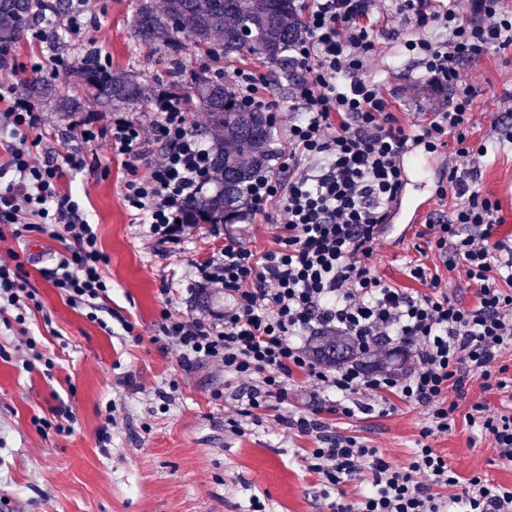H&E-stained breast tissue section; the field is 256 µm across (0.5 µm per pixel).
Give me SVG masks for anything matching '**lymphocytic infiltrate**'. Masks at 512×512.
<instances>
[{
    "label": "lymphocytic infiltrate",
    "instance_id": "obj_1",
    "mask_svg": "<svg viewBox=\"0 0 512 512\" xmlns=\"http://www.w3.org/2000/svg\"><path fill=\"white\" fill-rule=\"evenodd\" d=\"M47 2L27 0L25 24L40 43L55 38L58 28L70 33V55L55 57V64L96 53L94 41L82 36L89 0H69L63 12L47 10ZM394 7L402 25L389 30L379 25L384 0H300L302 34L288 48V66L300 73L289 119L274 112L253 68L227 72L239 102L268 110L274 124L287 126L279 172L261 173L249 191L250 212L277 227L276 246L259 254L228 236L218 252L193 261V287L223 291L224 310L189 316L163 308L158 338L178 350L181 366L212 365L244 380L245 418L270 400H285L298 376L315 398L335 397L349 419L390 413L400 400L421 408L419 438L401 468L356 437L332 431L322 409L279 416L288 429L315 439L305 461L332 512H512V489L479 472L460 478L432 445L455 423L451 392L473 379L486 391L512 387V368L500 361L512 347V243L499 236V201L479 187L488 147L469 141L475 92L460 71L490 49L512 47V12L504 0H394ZM383 37L418 55L435 94L452 90L446 111L419 127L399 119L381 83L365 74ZM19 76L10 43L0 42V243L63 229L66 245L45 273L94 321L110 288L103 276L108 257L81 202L61 190L59 165L41 151L50 120L18 91ZM101 133L127 163L149 170L124 185L125 204L147 237L156 245L184 242L186 206L213 177L209 150L189 130L184 96L158 97L145 121L126 112L68 121L62 136L70 169L84 168L79 146ZM451 141L456 149L437 194L458 203L448 218L426 222L428 250L406 264L421 290L391 285L371 257L407 185L405 154L415 142L432 153ZM24 267L16 251L0 258V314L13 313L20 325L41 306L26 286ZM443 268L464 271L476 288L473 304L448 297ZM300 336H349L365 353L409 347L415 359L403 376L370 373L356 361L331 367L298 345ZM465 421L491 437L500 460L512 463L511 413L477 402ZM364 472L371 475L367 492L346 501L345 484Z\"/></svg>",
    "mask_w": 512,
    "mask_h": 512
}]
</instances>
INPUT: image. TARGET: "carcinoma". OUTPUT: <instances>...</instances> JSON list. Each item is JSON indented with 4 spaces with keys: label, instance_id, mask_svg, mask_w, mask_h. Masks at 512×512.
<instances>
[{
    "label": "carcinoma",
    "instance_id": "obj_1",
    "mask_svg": "<svg viewBox=\"0 0 512 512\" xmlns=\"http://www.w3.org/2000/svg\"><path fill=\"white\" fill-rule=\"evenodd\" d=\"M24 12L25 0H0V16L20 18ZM133 33L140 43L164 50L175 75L166 90L183 94L189 111L205 113L196 131L212 140L214 189L188 206L192 223H233L243 215L253 178L266 169L267 155L257 146L271 138V120L261 110L235 103L224 73L189 71L185 60L201 53L215 63L248 55L286 61L288 42L300 33L295 0H165L161 8L155 0H137ZM73 75L92 92L94 104L104 108L147 105L160 93L140 81L137 72L104 68L94 58ZM30 93L55 101L63 112L83 108L82 101L55 95L44 84L32 85Z\"/></svg>",
    "mask_w": 512,
    "mask_h": 512
}]
</instances>
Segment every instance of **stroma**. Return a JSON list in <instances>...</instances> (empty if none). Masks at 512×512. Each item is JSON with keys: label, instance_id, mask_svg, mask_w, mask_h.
Segmentation results:
<instances>
[{"label": "stroma", "instance_id": "stroma-1", "mask_svg": "<svg viewBox=\"0 0 512 512\" xmlns=\"http://www.w3.org/2000/svg\"><path fill=\"white\" fill-rule=\"evenodd\" d=\"M133 4L92 0L84 35L111 66L137 70L150 83H168L164 54L133 37ZM249 65L261 73L276 108L288 113L294 74L256 57ZM368 73L393 89L416 80L421 68L416 55L384 41ZM473 85V137L494 141L493 120L512 113V49L486 54ZM44 146L63 166L61 190L79 195L97 228L109 259L103 273L112 288L102 301L101 322H93L70 306L36 266L62 250V241L27 234L8 240V247L33 258L26 282L43 308L28 314L21 326L0 322V348L8 354L0 359V498L9 499L14 512H249L255 495L266 512H330L318 475L303 461L315 446L313 438L276 420L287 411L311 409V388L304 379L291 383L285 402L258 411L246 433L236 435L228 420L241 407L235 398L238 380L209 366L181 367L175 349L154 339L168 301L165 289H175L170 301L185 314L224 308L223 294L187 291L190 261L217 252L228 235L259 252L272 249L274 225L250 215L224 225L216 237L202 224L192 229L181 250L150 251L125 206L130 171L105 137L83 146L86 164L78 172L64 167L67 147L56 129H48ZM479 186L501 205V235H512V146L485 158ZM424 243L412 231L399 241L387 239L372 264L386 281L420 290V283L407 277L405 264ZM120 317L133 324L132 335L106 332V325ZM29 338L55 360L51 375L25 369L17 360V346ZM163 391L168 394L164 401L159 398ZM476 401L512 412L511 396L470 382L458 399L460 418L433 446L458 476L480 472L492 483L511 487L512 464L500 461L490 438L463 418ZM66 413L69 430L56 432V421ZM325 418L401 465L419 437L422 413L401 403L387 415L348 420L329 412ZM103 432L108 440H100Z\"/></svg>", "mask_w": 512, "mask_h": 512}]
</instances>
